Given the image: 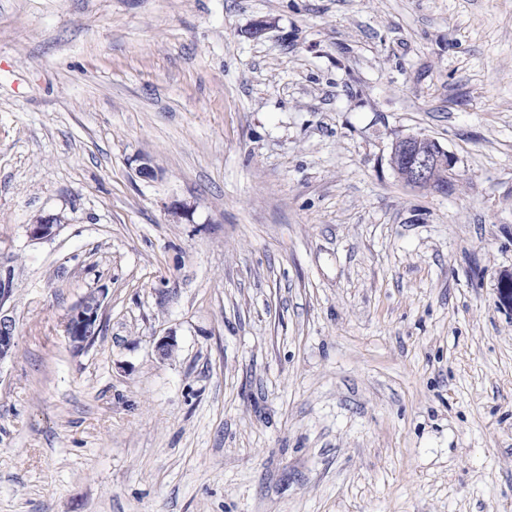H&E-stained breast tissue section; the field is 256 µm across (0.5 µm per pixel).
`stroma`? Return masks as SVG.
I'll return each instance as SVG.
<instances>
[{
  "label": "stroma",
  "mask_w": 512,
  "mask_h": 512,
  "mask_svg": "<svg viewBox=\"0 0 512 512\" xmlns=\"http://www.w3.org/2000/svg\"><path fill=\"white\" fill-rule=\"evenodd\" d=\"M0 269V512H512V0H0ZM424 138V136L411 135L399 140V142L404 145L406 152L405 162L409 179L415 183L424 182L429 178L431 170L439 164H442L448 169V174L447 169L443 166H440L432 173L429 182L420 185H411L404 177L403 170L397 162L400 150V143L398 141H396L392 146L390 156L391 165L394 171L407 185L413 188H433L439 190L440 184L447 182V177L448 184L452 183V178L454 175L453 170L455 168L456 161L454 157L449 153L447 155L446 153L444 154L440 152L439 154L431 155L419 152L415 148V145H418L419 142H421ZM58 218L55 215L37 216L32 224H29L30 237L35 240L51 239L57 232ZM13 294L11 275L6 270L0 272V364L12 358L15 354V323L6 314L5 306L10 304ZM104 296V290L91 291L70 309L66 318V333L73 349H85L100 334L97 335V332L101 326L100 312Z\"/></svg>",
  "instance_id": "1"
}]
</instances>
